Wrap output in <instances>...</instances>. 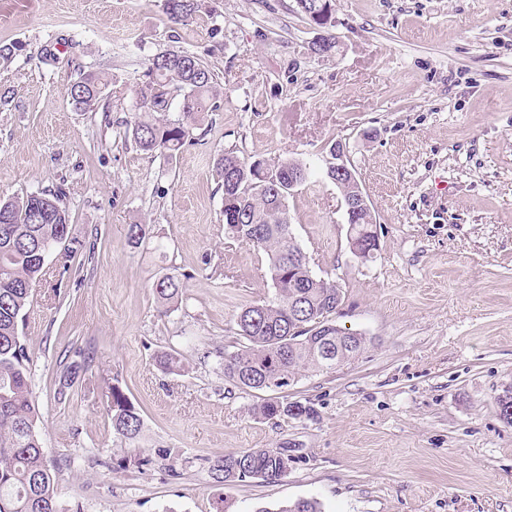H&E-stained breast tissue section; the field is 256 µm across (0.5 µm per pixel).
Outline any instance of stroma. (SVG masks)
<instances>
[{"instance_id": "stroma-1", "label": "stroma", "mask_w": 512, "mask_h": 512, "mask_svg": "<svg viewBox=\"0 0 512 512\" xmlns=\"http://www.w3.org/2000/svg\"><path fill=\"white\" fill-rule=\"evenodd\" d=\"M172 26L163 0H0V196L64 189L68 263L46 262L20 327L60 512H512V0H335L331 55L296 0H199ZM177 49L222 94L179 153L136 148L127 125L149 58ZM108 81L78 112L80 73ZM346 143L379 247L349 251L330 180L287 200L298 245L334 280L333 324L366 347L286 388L313 419L256 417L266 392L224 375L243 308L274 293L261 252L229 238L216 163L320 165ZM151 237L131 244L128 227ZM184 275L177 307L153 284ZM175 350L184 373L158 370ZM143 420L112 430L111 387ZM253 448L281 480L224 483L214 464ZM107 81L98 73L84 72L71 91V104L78 112H106L109 104L102 103Z\"/></svg>"}]
</instances>
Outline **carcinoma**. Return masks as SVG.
I'll return each mask as SVG.
<instances>
[{
	"label": "carcinoma",
	"instance_id": "obj_1",
	"mask_svg": "<svg viewBox=\"0 0 512 512\" xmlns=\"http://www.w3.org/2000/svg\"><path fill=\"white\" fill-rule=\"evenodd\" d=\"M309 21L311 12L324 10L331 26L333 0H302ZM198 9L197 0H165V10L176 25L189 21ZM146 80L136 90L140 108L164 114L171 108L167 96H180L179 117L146 121L139 118L128 128L142 151L166 157L176 155L190 136L201 113L217 93L215 73L196 57L169 50L148 60ZM107 81L98 73L84 72L71 91L78 112H108L103 102ZM288 159L268 163L246 162L234 153L217 163L224 195V224L232 238L266 255L274 297L249 305L237 316L244 344L233 352H222L224 376L241 387L268 389L270 382L287 387L305 372H323L358 356L366 338L358 336L348 346L351 333L331 323L329 316L342 303V291L333 281L317 276L306 253L295 242L288 220ZM64 190L36 197L0 198V512H59L55 479L49 469L36 423L39 411L30 385V359L21 341L19 321L31 305L34 287L45 275L42 247H53L69 238V216L61 206ZM155 293L165 308L176 304L181 293L178 277L164 275ZM154 362L169 374L183 372L176 351L158 353ZM503 419L512 422V385L498 395ZM108 412L115 434L134 439L143 421L128 398L112 388ZM264 419L313 414L311 407L272 396L253 408ZM283 469L282 452L252 449L226 455L221 472L226 483L259 478L277 481ZM279 512H322L314 499H300Z\"/></svg>",
	"mask_w": 512,
	"mask_h": 512
}]
</instances>
